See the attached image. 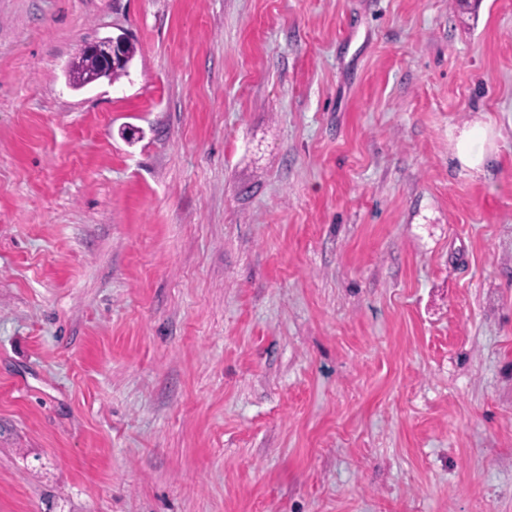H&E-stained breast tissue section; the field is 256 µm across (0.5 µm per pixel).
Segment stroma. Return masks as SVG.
<instances>
[{
  "instance_id": "stroma-1",
  "label": "stroma",
  "mask_w": 512,
  "mask_h": 512,
  "mask_svg": "<svg viewBox=\"0 0 512 512\" xmlns=\"http://www.w3.org/2000/svg\"><path fill=\"white\" fill-rule=\"evenodd\" d=\"M0 512H512V0H0ZM128 40L124 34H121L116 37H107L101 41L86 44L81 48L80 52L94 61L95 74L91 82L101 78L111 80V77L114 82L127 73L130 60L125 57L122 49ZM135 51L134 44L128 41L126 53L131 60L135 55ZM117 64L124 66L126 69L112 71V67ZM491 130L488 126L477 124L463 131L456 144V159L466 169L482 172L490 159V152L485 151L484 145Z\"/></svg>"
}]
</instances>
